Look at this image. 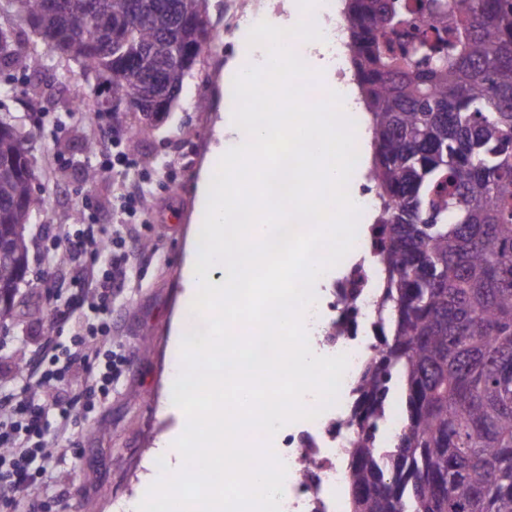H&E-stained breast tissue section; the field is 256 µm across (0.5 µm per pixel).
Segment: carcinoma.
Segmentation results:
<instances>
[{
  "instance_id": "carcinoma-1",
  "label": "carcinoma",
  "mask_w": 512,
  "mask_h": 512,
  "mask_svg": "<svg viewBox=\"0 0 512 512\" xmlns=\"http://www.w3.org/2000/svg\"><path fill=\"white\" fill-rule=\"evenodd\" d=\"M204 0H0L46 51L120 101L152 72L183 90ZM347 50L370 115L379 203L378 351L346 424L351 512H512V0H345ZM9 67L45 56L0 42ZM25 140L0 124V273L26 265ZM365 261L338 281L349 307ZM405 418L378 444L390 398Z\"/></svg>"
}]
</instances>
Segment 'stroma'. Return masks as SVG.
<instances>
[{"label":"stroma","instance_id":"1","mask_svg":"<svg viewBox=\"0 0 512 512\" xmlns=\"http://www.w3.org/2000/svg\"><path fill=\"white\" fill-rule=\"evenodd\" d=\"M252 47L235 39L209 42L172 112L147 136L138 135L140 113L115 112L107 129L93 115L73 108L75 99L93 94L81 67L67 62L65 84L48 86L45 75L0 68V119L14 124L27 140L35 171L33 191L42 206L28 226L27 284L16 298L13 315L0 321V383L51 396L49 388L20 376L46 344L68 343L71 324L54 314L67 308L66 280L89 283L93 272L74 265L67 253L77 223L75 214L95 212L107 237L134 236L132 263L137 274L112 313L105 346L126 356L125 381L89 413L73 417L46 437L57 468L62 497L21 494L16 512H114L113 498L139 501L160 476L168 439L185 427L183 412L171 400V362L179 358L186 314L195 295L189 288V248L204 217L206 197L198 183L214 173L221 155L236 146L225 132L232 116L224 102V83L243 66L255 63ZM207 108H199V100ZM110 137L129 157L130 170L99 169L95 183L83 177L89 165L88 141ZM144 179L148 192L137 221H127L119 204L128 180ZM57 252L46 264V250Z\"/></svg>","mask_w":512,"mask_h":512}]
</instances>
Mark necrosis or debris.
Here are the masks:
<instances>
[{
    "label": "necrosis or debris",
    "instance_id": "necrosis-or-debris-1",
    "mask_svg": "<svg viewBox=\"0 0 512 512\" xmlns=\"http://www.w3.org/2000/svg\"><path fill=\"white\" fill-rule=\"evenodd\" d=\"M338 0H321L314 21L321 30L336 67L335 92L347 94L349 78L337 35L343 19ZM371 298H364L355 310H348L339 294L317 302L304 318L307 331L316 333L319 353L323 356L347 354L349 365L340 394L348 396L356 373L371 350L368 321ZM352 316L356 333L339 339L324 337V330L334 327L344 316ZM352 434L344 424L339 407H331L314 420L303 421L300 429L282 431L276 436L275 452L285 463L287 475L281 512H347L345 485L347 475L342 460L351 446Z\"/></svg>",
    "mask_w": 512,
    "mask_h": 512
}]
</instances>
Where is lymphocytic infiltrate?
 <instances>
[{
	"instance_id": "obj_1",
	"label": "lymphocytic infiltrate",
	"mask_w": 512,
	"mask_h": 512,
	"mask_svg": "<svg viewBox=\"0 0 512 512\" xmlns=\"http://www.w3.org/2000/svg\"><path fill=\"white\" fill-rule=\"evenodd\" d=\"M103 236L102 225L85 224L70 240L73 254L98 263L96 291L89 298L83 291L74 293L71 305L82 311V329L68 346L47 347L38 365V383L65 386V393L41 405L22 393L0 392V512H10L15 495L39 491L51 461L43 439L52 426L90 409L95 399L107 397L127 376L125 356L100 353L98 344L110 335L112 308L133 276L132 248L124 238L107 242ZM78 368L88 371L91 386L69 388V377Z\"/></svg>"
}]
</instances>
